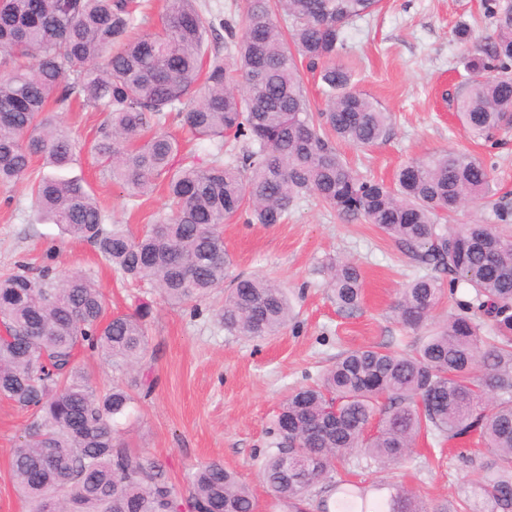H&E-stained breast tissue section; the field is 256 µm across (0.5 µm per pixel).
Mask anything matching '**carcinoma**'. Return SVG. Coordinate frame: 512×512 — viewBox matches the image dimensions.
I'll return each instance as SVG.
<instances>
[{
	"instance_id": "carcinoma-1",
	"label": "carcinoma",
	"mask_w": 512,
	"mask_h": 512,
	"mask_svg": "<svg viewBox=\"0 0 512 512\" xmlns=\"http://www.w3.org/2000/svg\"><path fill=\"white\" fill-rule=\"evenodd\" d=\"M199 0H166L160 27L146 32L150 0H0V183L25 178L33 157L56 169L82 146L57 119L82 100L108 114L91 151L131 199L165 186L169 211L138 236L107 225L104 209L77 179L42 176L31 194L39 213L90 242L113 269L146 282L174 305L225 289L217 317L238 336L269 338L295 320L271 279L239 275L224 288L221 227L282 224L307 194L347 219H364L420 265L454 275L474 302L438 324L412 352L367 346L341 353L318 382L283 401L276 450L262 467L270 494L305 512H428L395 486L369 510L368 488L337 477L336 463L363 454L386 465L421 437L476 435L485 452L470 480L487 512H512V233L508 209L496 224L442 223L492 195L481 158L456 150L413 160L392 185L360 175L335 142L367 147L385 138L390 116L355 89L336 62L343 28L380 0H250L241 25L208 19ZM495 36L466 57L471 74L456 112L475 136L512 129V0H485ZM224 29V47L217 28ZM319 71L326 109L313 113L298 62ZM216 142L202 163L177 166L179 142L162 130L169 114ZM242 143L224 160V145ZM339 310L360 305L359 268L329 267ZM444 289L418 275L393 307L405 328L431 324ZM100 288L79 271L0 277V397L32 412L11 471L31 512H255L251 490L220 461L198 465L186 494L166 466L117 441L116 419L134 403L120 385L99 390L76 363L86 349L117 370L144 365L151 306L103 319ZM495 322L486 341L480 316Z\"/></svg>"
}]
</instances>
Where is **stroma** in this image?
Here are the masks:
<instances>
[{"mask_svg":"<svg viewBox=\"0 0 512 512\" xmlns=\"http://www.w3.org/2000/svg\"><path fill=\"white\" fill-rule=\"evenodd\" d=\"M468 27L475 41L492 36L482 0H382L370 15L345 28L339 62L355 73L357 90L392 116L386 138L370 147L339 144L358 172L392 181L404 164L444 150H467L492 168L497 200L512 205V132L477 139L455 116L454 99L470 78L464 66L467 44L455 31ZM82 177L109 222L139 233L150 215L166 210L154 191L131 206L127 196L90 153L72 170ZM228 277L265 275L277 281L295 307V321L279 336L250 340L227 333L216 317L219 297L181 308L164 302L155 289L123 279L92 244L61 234L58 225L37 220L29 182L0 186V275L20 266L80 270L104 294L105 314L134 312L148 302L150 359L144 370L112 369L90 351L77 360L93 383L133 388L150 375L152 394L138 400L117 423V437L132 451L162 461L175 489L198 464L218 460L252 490L257 512H283L261 477L265 456L274 451L271 432L281 403L297 387L312 383L340 353L373 345L396 349L416 335L391 312L398 292L419 272V264L364 221H348L307 197L287 223L230 221L223 226ZM345 258L360 268L363 295L351 312L337 308L326 285V267ZM31 417L0 399V512H28L11 475V458ZM477 437L464 443L418 440L412 458L383 467L353 456L338 467L343 479L370 487L371 498L399 484L429 512H444L468 496L481 457Z\"/></svg>","mask_w":512,"mask_h":512,"instance_id":"stroma-1","label":"stroma"}]
</instances>
